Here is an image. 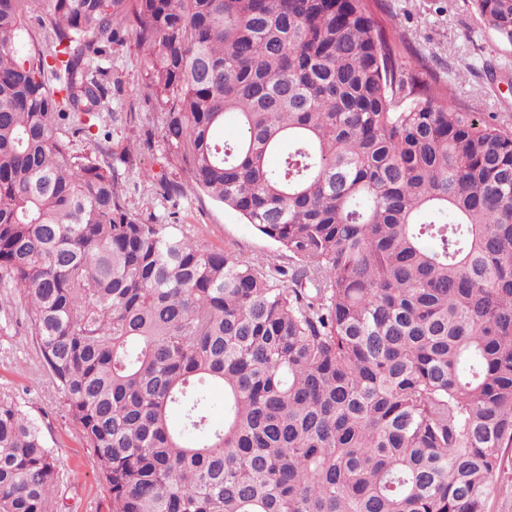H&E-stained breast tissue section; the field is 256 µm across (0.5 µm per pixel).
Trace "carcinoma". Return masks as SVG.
Instances as JSON below:
<instances>
[{"label":"carcinoma","instance_id":"cac0c4a2","mask_svg":"<svg viewBox=\"0 0 512 512\" xmlns=\"http://www.w3.org/2000/svg\"><path fill=\"white\" fill-rule=\"evenodd\" d=\"M472 3L512 44V0ZM381 11L0 0V333L30 330L107 512H484L512 448V130L403 68ZM128 31L168 151L288 252L278 276L133 216L77 147ZM62 483L1 390L0 512Z\"/></svg>","mask_w":512,"mask_h":512}]
</instances>
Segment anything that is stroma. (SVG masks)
I'll return each mask as SVG.
<instances>
[{
	"mask_svg": "<svg viewBox=\"0 0 512 512\" xmlns=\"http://www.w3.org/2000/svg\"><path fill=\"white\" fill-rule=\"evenodd\" d=\"M386 17L410 41L408 64L423 63L427 79L454 82L458 97L473 111L512 123V44L502 41L475 13L471 0H383ZM102 66L112 86L105 125L108 146L116 156L119 185L130 212L153 215L163 224L178 222L200 243L229 251L265 269L288 265L285 251L245 224L233 210L208 198L187 195L177 201L163 197L151 176L190 186L161 136V125L148 98L144 52L134 36L113 45ZM155 135L152 152L120 161L125 147L142 130ZM23 398L34 412L45 414L52 428L50 445L67 480L65 512H105L106 492L96 480L73 426L58 411V396L44 377L31 334L19 329L0 335V389Z\"/></svg>",
	"mask_w": 512,
	"mask_h": 512,
	"instance_id": "1",
	"label": "stroma"
}]
</instances>
